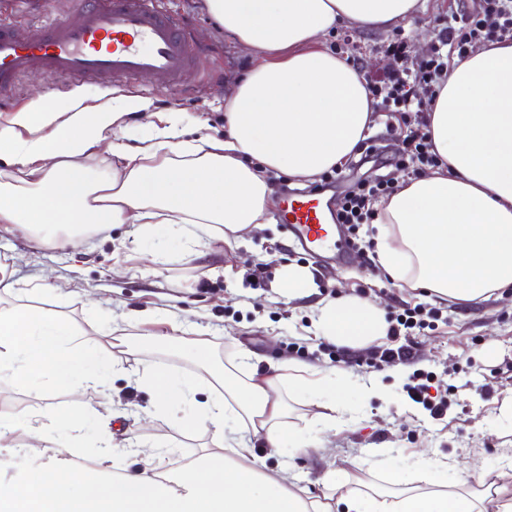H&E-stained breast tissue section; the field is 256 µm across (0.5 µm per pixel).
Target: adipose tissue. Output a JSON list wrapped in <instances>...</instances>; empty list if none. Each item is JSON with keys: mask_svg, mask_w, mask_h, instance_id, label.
<instances>
[{"mask_svg": "<svg viewBox=\"0 0 512 512\" xmlns=\"http://www.w3.org/2000/svg\"><path fill=\"white\" fill-rule=\"evenodd\" d=\"M427 0H205L226 37L254 64L224 100L223 138L185 136L184 113L154 112L135 96L86 104L83 96H40L0 121V229L23 226L37 245L78 244L105 224L152 235L163 226L195 246L216 225L239 236L270 223L268 173L304 181L352 157L375 124L374 100L348 54L326 34L342 27L388 31ZM148 113L138 145L127 119ZM438 167L400 180L378 206L377 257L393 279L459 304L512 288V41L453 60L424 128ZM112 158L95 177L86 158ZM316 328L342 346L384 336L380 310L346 296L315 306ZM242 350L236 370L211 375V398L196 426L214 451L181 470L148 468L106 478L83 493L71 460L51 459L26 485L0 486V512H512V483L476 470L471 481H427L421 472L399 495L354 487L326 471L327 500L274 475L252 457L251 438L279 449L288 373L258 375Z\"/></svg>", "mask_w": 512, "mask_h": 512, "instance_id": "obj_1", "label": "adipose tissue"}]
</instances>
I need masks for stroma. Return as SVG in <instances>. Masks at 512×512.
I'll list each match as a JSON object with an SVG mask.
<instances>
[{
	"label": "stroma",
	"mask_w": 512,
	"mask_h": 512,
	"mask_svg": "<svg viewBox=\"0 0 512 512\" xmlns=\"http://www.w3.org/2000/svg\"><path fill=\"white\" fill-rule=\"evenodd\" d=\"M36 10L31 0H0V15L13 16L23 25L39 26L66 13L70 0H46ZM157 7L184 20L194 42L207 53L204 71L187 70L183 87L165 89L161 79L140 78L122 85L110 82L66 83L42 72L21 77L9 109L17 111L45 94L79 91L104 100L132 95L152 101L158 111L185 113L187 126L204 121L210 134H224V96L238 75L252 65L250 57L225 37L207 16L203 0H155ZM478 0H428L419 19L389 31L362 32L338 29L330 35L331 48L350 53L365 76L381 79L392 71L416 68L429 58L435 42L420 43L423 21L437 29L460 26L473 13ZM405 39L408 54L393 55L389 46ZM403 123L380 115L370 134L374 151L344 164L340 181H325L321 193L331 210H338L345 193L356 184L399 183L412 176L398 162ZM184 239L166 229L152 240H139L129 224H107L78 247H33L24 227L0 230V264L17 288L0 296L8 305L35 306L69 319L85 331L84 342L109 351L122 369L105 386L84 387L72 393L38 399L9 384H0V413L22 415L54 403L62 410L92 412L83 431L79 455L96 461L97 441L112 430L115 459L102 470L131 472L142 469L145 455L124 449L126 438L150 445L155 464L174 467L192 460L209 447L200 431L181 432L168 419L153 412L155 399L144 384L127 377L135 367L165 363L203 374L233 362L242 349L257 353L259 375L286 360L322 371L352 374L353 384L336 394L341 410L335 425L313 426L320 412L314 405L290 403V430L282 448L273 451L253 441V452L264 458L269 472L287 471L311 494H322L320 479L328 468L365 478L397 492V483L414 472L422 459L432 460L431 479H468L480 466L499 473L512 463V418L502 412L512 401V292L488 301L447 306V315L411 336L416 358L405 365L404 377L392 366L379 365V353L392 342L383 337L346 351L336 359L332 341L321 336L311 307L318 299L357 296L380 308L387 324L405 310L436 306V298L389 279L376 262L375 248L353 252L337 262L329 255L312 256L296 247L281 224L224 241L210 240L195 256H187ZM268 276H251L255 265ZM308 267L317 293L291 298L278 288L283 266ZM150 313L147 322L134 320L137 312ZM208 358L199 365L195 351ZM435 373L442 383L457 386L447 415L433 419L412 402L404 386L416 370ZM126 412L123 420L108 422L109 409ZM445 460L450 470L438 468Z\"/></svg>",
	"instance_id": "obj_1"
}]
</instances>
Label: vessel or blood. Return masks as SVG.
Returning a JSON list of instances; mask_svg holds the SVG:
<instances>
[{
  "instance_id": "vessel-or-blood-1",
  "label": "vessel or blood",
  "mask_w": 512,
  "mask_h": 512,
  "mask_svg": "<svg viewBox=\"0 0 512 512\" xmlns=\"http://www.w3.org/2000/svg\"><path fill=\"white\" fill-rule=\"evenodd\" d=\"M203 60V48L153 0H72L50 27L18 34L0 26V107L8 105L16 80L35 71L69 82L158 77L177 88L184 72ZM279 222L309 254L327 248L343 259L350 254L343 235L331 234L317 194L285 196Z\"/></svg>"
}]
</instances>
